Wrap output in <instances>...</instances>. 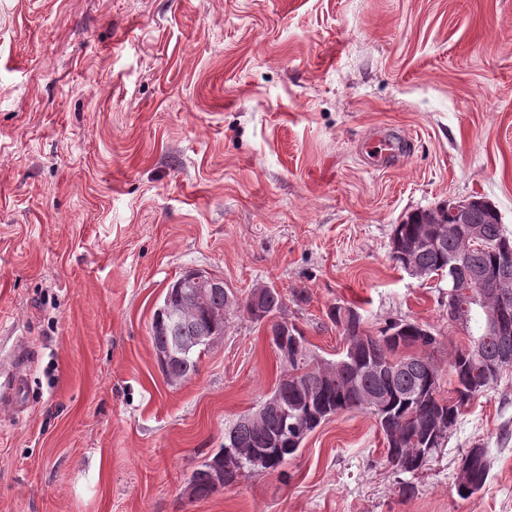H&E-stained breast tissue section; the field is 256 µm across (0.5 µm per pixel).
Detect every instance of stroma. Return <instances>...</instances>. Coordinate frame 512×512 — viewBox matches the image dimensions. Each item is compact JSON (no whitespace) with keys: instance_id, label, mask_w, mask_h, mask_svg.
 I'll use <instances>...</instances> for the list:
<instances>
[{"instance_id":"35a3bbf8","label":"stroma","mask_w":512,"mask_h":512,"mask_svg":"<svg viewBox=\"0 0 512 512\" xmlns=\"http://www.w3.org/2000/svg\"><path fill=\"white\" fill-rule=\"evenodd\" d=\"M476 195L512 235V0H0V332L30 353L26 402L0 413V512H512V370L416 474L354 410L197 500L192 472L280 359L238 316L173 385L150 336L169 285L202 271L277 289L331 361L332 305L372 334L423 322L450 391L448 279L396 266L390 240ZM478 442L491 480L463 499Z\"/></svg>"}]
</instances>
